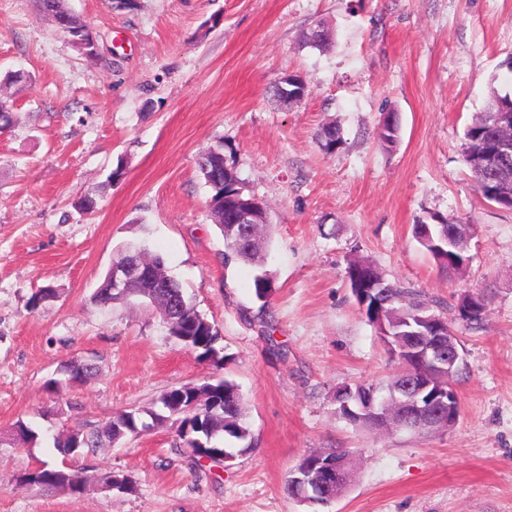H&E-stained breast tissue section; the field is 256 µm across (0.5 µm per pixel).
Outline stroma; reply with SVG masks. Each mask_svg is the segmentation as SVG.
I'll return each mask as SVG.
<instances>
[{"mask_svg": "<svg viewBox=\"0 0 512 512\" xmlns=\"http://www.w3.org/2000/svg\"><path fill=\"white\" fill-rule=\"evenodd\" d=\"M98 57L68 42L38 0H0V79L18 116L0 134V512H312L290 498L310 451L350 448L348 491L320 512H512V211L485 200L464 133L491 92L512 93V0H67ZM329 49L306 44L318 25ZM303 78L280 104L281 77ZM400 140H379L387 111ZM339 127L333 151L326 124ZM223 147L272 216L268 302L253 267L224 264L200 154ZM122 169L113 177L114 169ZM95 198V211L78 207ZM468 225V264L439 268L413 234L432 216ZM159 252L186 298L220 330L221 366L170 336L154 307L94 295L122 245ZM372 262L447 319L461 403L444 431H363L336 414L343 385L397 370L354 298L350 261ZM56 289L31 309L32 294ZM469 290L489 305L470 325ZM93 362L82 384L63 367ZM219 375L249 414L250 450L195 466L176 418L118 444L62 456L59 434L150 409L165 390ZM59 383L58 392L46 388ZM34 441H9L16 420ZM135 484L78 497L18 485L39 462Z\"/></svg>", "mask_w": 512, "mask_h": 512, "instance_id": "1", "label": "stroma"}]
</instances>
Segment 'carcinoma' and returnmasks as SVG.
<instances>
[{
  "instance_id": "carcinoma-1",
  "label": "carcinoma",
  "mask_w": 512,
  "mask_h": 512,
  "mask_svg": "<svg viewBox=\"0 0 512 512\" xmlns=\"http://www.w3.org/2000/svg\"><path fill=\"white\" fill-rule=\"evenodd\" d=\"M40 9L54 17L61 32L67 29H80L84 22L76 17H69L65 5L57 0H39ZM512 96L494 93L491 96L485 112L482 113L465 132L466 152L478 150L488 134L491 118L501 109L504 101ZM384 126L380 132V141L393 147L398 143L400 132V116L396 112H388L383 119ZM198 172L201 179L211 190V198L230 201L244 197L246 193L240 186L236 172L224 167V152L220 147L211 148L198 162ZM224 237V264L240 262L258 266L260 253L266 243V225L256 228V243L250 246H239L236 242V228L229 224L219 225ZM154 281L139 285L134 289L139 296L148 298L152 288L159 287V292L170 306V317L177 322V327L169 333L182 338V344L189 350L198 353V357L221 367L224 357L216 348L220 332L215 324L209 322L185 298L180 285L168 274L164 260L158 254L149 255ZM254 293L258 300L267 301L274 289L272 276L262 270L254 276ZM389 296L394 298L390 309L397 311L403 318H410L413 308L423 304V301L413 292L397 283L384 281ZM161 412L139 409L124 411L114 417L103 430H71L65 437L54 441V448L70 455L85 448H97L105 443L117 441L137 434L144 424L143 415L147 414L155 424H161L174 416L180 421L179 438L185 445L193 448L190 456L198 466L203 461L218 463L222 461L224 447L214 443L220 433L237 440H245L250 435L246 407L244 406L238 386L227 378H209L201 383H190L170 388L158 398ZM20 481L38 489L61 490L69 495L82 492L87 478L67 467L42 462L20 476Z\"/></svg>"
}]
</instances>
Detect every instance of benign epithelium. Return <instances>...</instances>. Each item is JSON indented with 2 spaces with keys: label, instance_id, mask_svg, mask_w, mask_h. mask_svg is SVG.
<instances>
[{
  "label": "benign epithelium",
  "instance_id": "obj_1",
  "mask_svg": "<svg viewBox=\"0 0 512 512\" xmlns=\"http://www.w3.org/2000/svg\"><path fill=\"white\" fill-rule=\"evenodd\" d=\"M491 127L495 130L489 148L482 153L478 167L488 177L486 183L497 186L490 192L495 203L506 209H512V183L509 182V159L512 158V106L502 105V111L494 116ZM266 203L257 197L240 202L236 211L227 215L231 224L241 225L239 243L249 241V225L265 223ZM465 224L448 225V234L443 241L448 247V260L463 266L466 264V247L461 245ZM146 247L139 242L126 245V259L112 265L109 279L110 290L120 295L127 293L131 285L149 277L148 266L144 260ZM382 293L378 281L372 280L371 287L365 289L363 304H372L374 319L372 324L379 330L386 348L395 358L410 360L417 371L404 380L401 396L388 395L377 390L362 393L361 402L353 414L359 420H367L374 428L381 430L393 425L402 426L408 418L417 421V425L427 431H440L450 428L459 417L460 405L453 387V378L461 359L459 348L444 339L446 327L444 319L432 312L431 307L418 309L414 315L417 326L411 331L397 333L387 323ZM460 309L475 314L486 309L478 293H467L461 297ZM351 458L347 455L326 456L319 452L307 455L291 472V486L297 497H326L335 501L343 491L330 489L332 481L339 473L354 476L350 470ZM102 488L126 493L133 482L126 476L114 472L95 477Z\"/></svg>",
  "mask_w": 512,
  "mask_h": 512
}]
</instances>
